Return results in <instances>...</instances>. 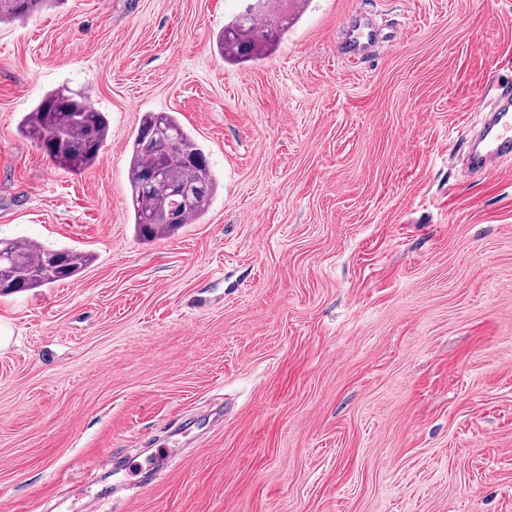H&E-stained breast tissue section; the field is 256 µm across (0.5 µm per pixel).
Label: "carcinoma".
I'll return each mask as SVG.
<instances>
[{"instance_id": "carcinoma-1", "label": "carcinoma", "mask_w": 512, "mask_h": 512, "mask_svg": "<svg viewBox=\"0 0 512 512\" xmlns=\"http://www.w3.org/2000/svg\"><path fill=\"white\" fill-rule=\"evenodd\" d=\"M258 6L224 25L216 47L231 64L264 58L280 41L305 0H257ZM63 0H0V23L31 17ZM21 134L40 145L51 161L67 171H83L97 160L109 135L105 113L65 90L48 93L21 121ZM135 230L139 237H166L208 209L215 181L204 151L172 112H146L134 137L128 167ZM172 186H198L187 199ZM91 255L34 240L0 239V296L42 288L78 276Z\"/></svg>"}]
</instances>
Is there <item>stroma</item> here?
<instances>
[{
	"mask_svg": "<svg viewBox=\"0 0 512 512\" xmlns=\"http://www.w3.org/2000/svg\"><path fill=\"white\" fill-rule=\"evenodd\" d=\"M242 7L0 24V238L94 256L0 296V512L78 490L103 512H512V159L463 164L474 100L512 91V0H308L230 66L215 39ZM58 89L109 119L81 172L18 132ZM146 112L176 113L217 184L150 242L128 181ZM116 448L133 464L95 474Z\"/></svg>",
	"mask_w": 512,
	"mask_h": 512,
	"instance_id": "obj_1",
	"label": "stroma"
}]
</instances>
